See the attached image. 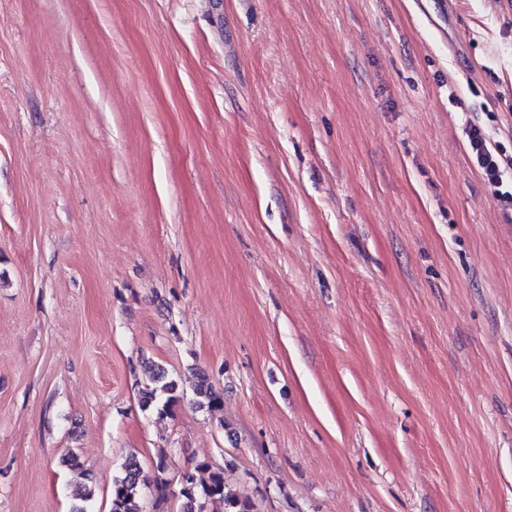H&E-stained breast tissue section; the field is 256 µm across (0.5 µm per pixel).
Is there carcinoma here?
<instances>
[{
  "label": "carcinoma",
  "instance_id": "carcinoma-1",
  "mask_svg": "<svg viewBox=\"0 0 512 512\" xmlns=\"http://www.w3.org/2000/svg\"><path fill=\"white\" fill-rule=\"evenodd\" d=\"M151 384L140 392V403L143 409L156 408L160 414L169 412L178 402L176 395L178 383L168 377L159 365L149 364ZM197 404L213 413L221 410L223 395L213 388L209 378L201 375L195 385ZM209 472L208 479L196 481L194 471ZM167 471V455L159 451L156 456L153 478L143 475V468L135 456L126 459L122 471L112 480L110 512H143L141 497L143 488H152L154 507L159 508L166 503L171 494L169 483L164 477ZM194 471L183 475L177 497L181 501L180 512H203L207 502L224 503V512H251V502L246 497L231 495L225 492L224 470L213 469L209 463L202 461L194 466Z\"/></svg>",
  "mask_w": 512,
  "mask_h": 512
}]
</instances>
